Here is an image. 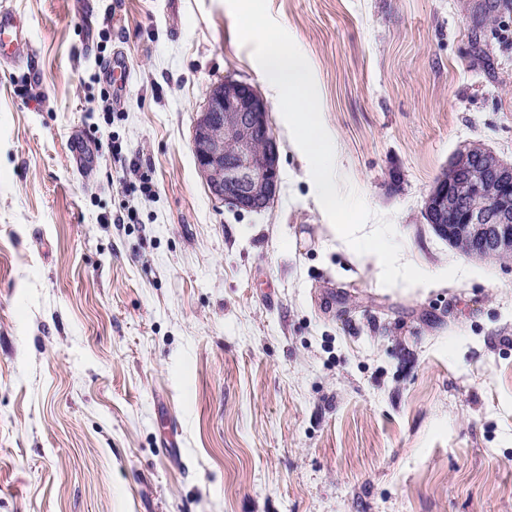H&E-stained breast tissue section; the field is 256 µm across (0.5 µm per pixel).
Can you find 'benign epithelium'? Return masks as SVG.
<instances>
[{
	"instance_id": "1",
	"label": "benign epithelium",
	"mask_w": 512,
	"mask_h": 512,
	"mask_svg": "<svg viewBox=\"0 0 512 512\" xmlns=\"http://www.w3.org/2000/svg\"><path fill=\"white\" fill-rule=\"evenodd\" d=\"M191 144L215 200L258 213L278 194L279 143L270 133L268 105L253 86L226 79L211 87ZM448 170L454 178L437 182L424 199L426 222L469 256H512V162L472 144L453 154Z\"/></svg>"
}]
</instances>
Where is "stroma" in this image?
<instances>
[{
  "mask_svg": "<svg viewBox=\"0 0 512 512\" xmlns=\"http://www.w3.org/2000/svg\"><path fill=\"white\" fill-rule=\"evenodd\" d=\"M267 6L338 179L402 262L467 276L383 286L274 103V203L211 197L191 148L208 90L265 89L226 0H0L27 36L0 60V512H512V261L421 215L459 147L512 159V9Z\"/></svg>",
  "mask_w": 512,
  "mask_h": 512,
  "instance_id": "obj_1",
  "label": "stroma"
}]
</instances>
